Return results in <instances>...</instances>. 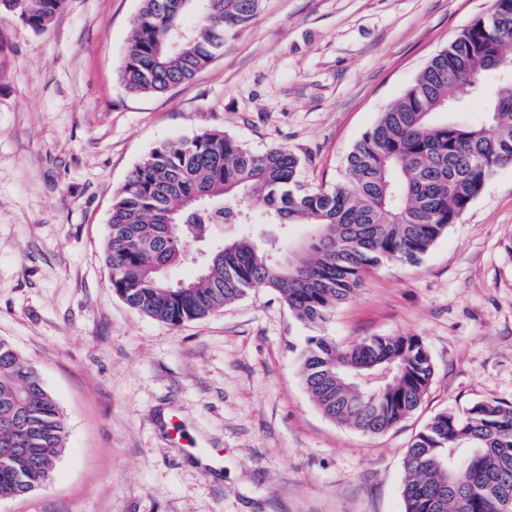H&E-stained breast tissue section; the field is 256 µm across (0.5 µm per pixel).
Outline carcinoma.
Wrapping results in <instances>:
<instances>
[{"instance_id":"1","label":"carcinoma","mask_w":512,"mask_h":512,"mask_svg":"<svg viewBox=\"0 0 512 512\" xmlns=\"http://www.w3.org/2000/svg\"><path fill=\"white\" fill-rule=\"evenodd\" d=\"M140 0L119 68L132 95L165 93L194 78L249 26L263 0ZM66 0H0V10L44 30ZM194 13L198 23L184 18ZM512 0L431 58L381 113L346 159L345 180L309 188L300 158L284 147L255 153L221 130L163 143L117 190L105 261L113 291L136 312L178 326L247 294L269 289L307 326H321L387 260L416 264L512 165ZM495 85L484 112L465 115L458 96ZM267 224L260 246L238 231L209 255L204 271L175 286L170 271L190 260L217 225ZM303 225L310 258L285 263L282 229ZM302 384L329 420L368 435L395 427L421 404L431 356L414 335L367 336L339 347L308 336ZM64 414L35 366L0 339V498L29 494L51 478L66 448ZM404 512H506L512 497V405L480 401L434 416L405 452Z\"/></svg>"}]
</instances>
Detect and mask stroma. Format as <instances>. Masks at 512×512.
I'll return each mask as SVG.
<instances>
[{
  "mask_svg": "<svg viewBox=\"0 0 512 512\" xmlns=\"http://www.w3.org/2000/svg\"><path fill=\"white\" fill-rule=\"evenodd\" d=\"M139 0H66L31 30L0 16V337L63 409L49 483L0 512H403L406 449L436 414L512 404V166L420 263L366 272L323 334L415 335L434 377L396 427L325 418L298 373L305 337L261 289L173 327L112 290L113 196L155 146L218 129L284 147L309 186L492 0H265L189 82L127 94L118 69Z\"/></svg>",
  "mask_w": 512,
  "mask_h": 512,
  "instance_id": "stroma-1",
  "label": "stroma"
}]
</instances>
